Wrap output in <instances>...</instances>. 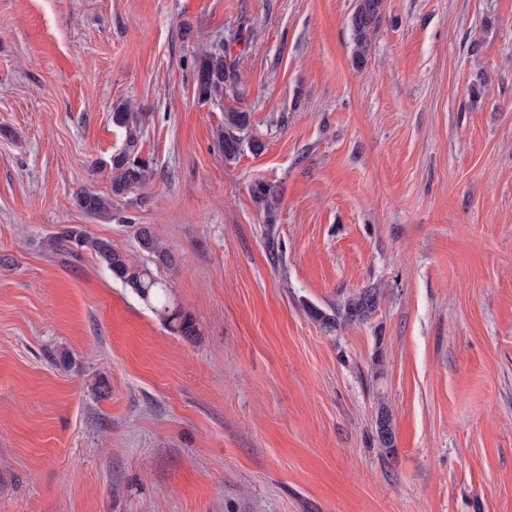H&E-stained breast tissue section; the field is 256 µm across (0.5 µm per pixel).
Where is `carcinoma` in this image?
<instances>
[{
	"instance_id": "carcinoma-1",
	"label": "carcinoma",
	"mask_w": 512,
	"mask_h": 512,
	"mask_svg": "<svg viewBox=\"0 0 512 512\" xmlns=\"http://www.w3.org/2000/svg\"><path fill=\"white\" fill-rule=\"evenodd\" d=\"M383 5L384 0H357L356 7L349 17L348 25L354 41L353 63L357 67L366 63L372 37L383 22ZM194 72L196 91L205 100L220 97L224 89L229 86L233 88L238 83L235 66L228 63L224 54L219 51L200 55ZM250 119L251 114L244 110L235 109L224 113V131L219 134L218 144L224 152L225 159H237L246 148L252 152L263 150L262 142L245 137L250 127ZM112 122L125 129L126 147L112 156L111 195L106 197L85 191L77 196V205L91 215L108 213L112 206V197H121L141 185L150 171L149 160L141 158L135 152L140 123L136 113L119 104L113 108ZM250 195L257 207L266 214L267 221L274 222L276 186L269 182L257 181L250 186ZM53 241L58 247L75 246L79 249L92 250L111 277L135 293L171 331L188 339L196 335L193 319L174 306L170 285L158 279L148 266L132 261L126 253L115 248L112 241L94 238L77 226L61 229ZM136 242L139 250L147 254L156 266H176V258L162 245L150 226L142 225L138 228ZM378 301V289L369 288L348 300L333 314H328L317 307L309 308L308 313L321 326L332 330L340 320L345 323L366 320L376 309ZM377 427L384 447H393L392 419L385 408L379 412Z\"/></svg>"
}]
</instances>
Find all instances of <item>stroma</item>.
Returning <instances> with one entry per match:
<instances>
[{
  "instance_id": "stroma-1",
  "label": "stroma",
  "mask_w": 512,
  "mask_h": 512,
  "mask_svg": "<svg viewBox=\"0 0 512 512\" xmlns=\"http://www.w3.org/2000/svg\"><path fill=\"white\" fill-rule=\"evenodd\" d=\"M356 4L0 0V512H512V0H385L360 69ZM203 48L235 91L199 97ZM121 103L150 173L115 198ZM230 109L262 153L225 160ZM73 224L151 226L196 336ZM250 195L259 209L267 216L268 224H274V209L277 201V188L274 184L257 181L250 186ZM77 205L91 215L107 214L112 206V198L92 191H84L77 196ZM53 241L57 249L75 245L79 249L92 250L111 277L135 293L171 331L188 339L196 336L193 319L174 306L170 285L158 279L148 266L132 261L126 253L115 248L112 241L91 237L77 226L61 229ZM379 291L376 288L365 289L356 297L348 300L343 306L336 308L335 314H328L317 307L308 310L311 318L328 330L336 327L337 322L355 323L366 320L376 309Z\"/></svg>"
}]
</instances>
